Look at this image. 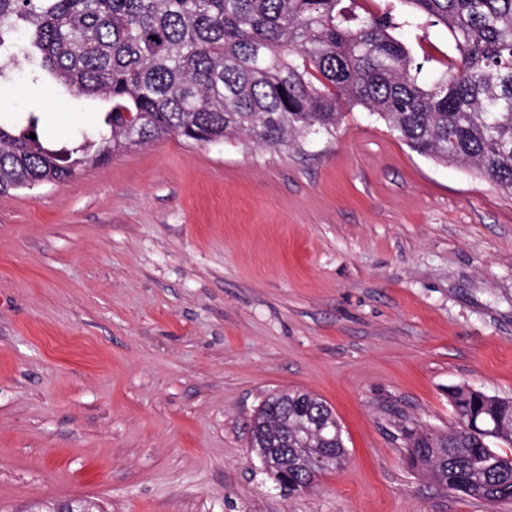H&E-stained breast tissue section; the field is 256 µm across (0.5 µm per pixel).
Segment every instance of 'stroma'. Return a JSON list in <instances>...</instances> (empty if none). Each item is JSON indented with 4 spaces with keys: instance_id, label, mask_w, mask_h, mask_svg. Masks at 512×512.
Instances as JSON below:
<instances>
[{
    "instance_id": "stroma-1",
    "label": "stroma",
    "mask_w": 512,
    "mask_h": 512,
    "mask_svg": "<svg viewBox=\"0 0 512 512\" xmlns=\"http://www.w3.org/2000/svg\"><path fill=\"white\" fill-rule=\"evenodd\" d=\"M425 71L444 27L406 35ZM20 61L0 115L56 148L108 108ZM512 397V193L359 106L268 149L166 138L0 195V512H512L407 463L449 386ZM318 395L341 468L287 493L250 448L272 394Z\"/></svg>"
}]
</instances>
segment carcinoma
Masks as SVG:
<instances>
[{"instance_id":"carcinoma-1","label":"carcinoma","mask_w":512,"mask_h":512,"mask_svg":"<svg viewBox=\"0 0 512 512\" xmlns=\"http://www.w3.org/2000/svg\"><path fill=\"white\" fill-rule=\"evenodd\" d=\"M0 0V85L18 56L39 59L76 97L110 102L100 125L52 148L39 117L0 121V194L61 183L119 149L176 136L196 143L245 135L279 148L336 127L345 105L383 120L409 148L461 162L512 191V0H398L360 15L357 0ZM448 30L456 58L427 83L400 39ZM457 425L404 435L408 463L435 485L490 503L512 501V399L448 387ZM251 445H311L339 467L341 426L318 440L330 406L308 392L275 394L258 410ZM283 486H310L288 464Z\"/></svg>"}]
</instances>
